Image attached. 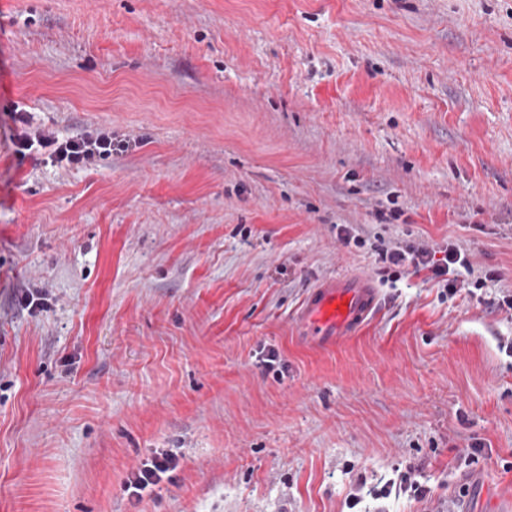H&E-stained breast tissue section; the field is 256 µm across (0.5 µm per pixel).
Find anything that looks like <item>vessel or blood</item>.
Instances as JSON below:
<instances>
[{
  "instance_id": "b4317fda",
  "label": "vessel or blood",
  "mask_w": 512,
  "mask_h": 512,
  "mask_svg": "<svg viewBox=\"0 0 512 512\" xmlns=\"http://www.w3.org/2000/svg\"><path fill=\"white\" fill-rule=\"evenodd\" d=\"M379 309L369 275L339 273L313 286L294 314L302 340L329 347L355 336Z\"/></svg>"
}]
</instances>
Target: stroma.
<instances>
[{
  "label": "stroma",
  "instance_id": "stroma-1",
  "mask_svg": "<svg viewBox=\"0 0 512 512\" xmlns=\"http://www.w3.org/2000/svg\"><path fill=\"white\" fill-rule=\"evenodd\" d=\"M344 272L380 315L304 342ZM510 293L512 0H0V512H494ZM410 464L426 496L379 497ZM36 142L42 149L53 147L49 158L59 164L63 162L70 165L87 164L97 157L112 154V136L106 133L81 139L36 138ZM437 253L442 256L436 258ZM378 261L384 265L386 271L392 267L412 266L416 271L428 269L435 278L448 275L451 266H468L466 254L452 244L438 250L423 245H398L392 249L380 250ZM379 309V291L367 274L339 273L313 286L294 314L301 339L319 347L355 336Z\"/></svg>",
  "mask_w": 512,
  "mask_h": 512
}]
</instances>
